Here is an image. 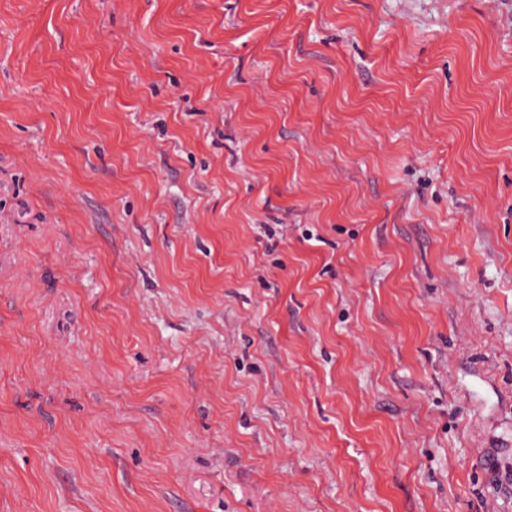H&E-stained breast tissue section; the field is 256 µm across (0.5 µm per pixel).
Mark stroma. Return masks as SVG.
Here are the masks:
<instances>
[{"label":"stroma","instance_id":"stroma-1","mask_svg":"<svg viewBox=\"0 0 512 512\" xmlns=\"http://www.w3.org/2000/svg\"><path fill=\"white\" fill-rule=\"evenodd\" d=\"M0 512H512V0H0Z\"/></svg>","mask_w":512,"mask_h":512}]
</instances>
